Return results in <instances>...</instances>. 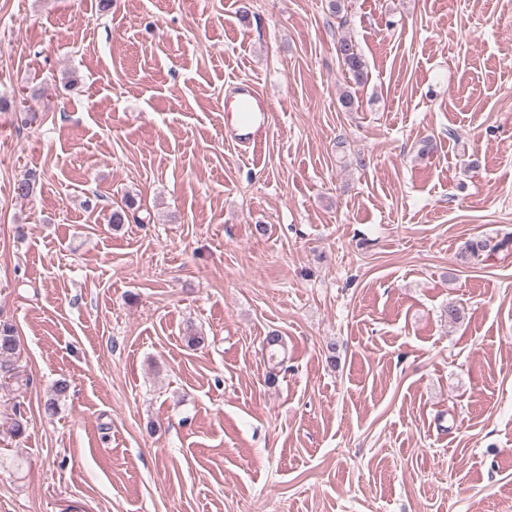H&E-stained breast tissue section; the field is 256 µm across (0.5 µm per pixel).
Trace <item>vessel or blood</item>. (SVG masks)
<instances>
[{
    "label": "vessel or blood",
    "instance_id": "obj_1",
    "mask_svg": "<svg viewBox=\"0 0 512 512\" xmlns=\"http://www.w3.org/2000/svg\"><path fill=\"white\" fill-rule=\"evenodd\" d=\"M225 111L234 113L231 135L239 142L259 146L268 133L271 106L251 82L239 84L235 93L224 101Z\"/></svg>",
    "mask_w": 512,
    "mask_h": 512
}]
</instances>
